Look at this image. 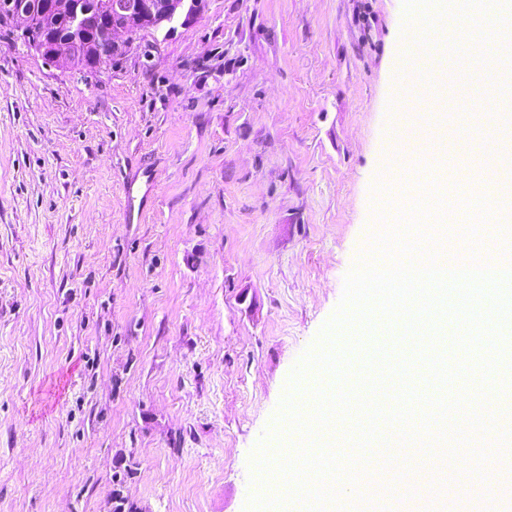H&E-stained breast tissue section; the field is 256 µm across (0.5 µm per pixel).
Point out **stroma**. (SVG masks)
I'll return each mask as SVG.
<instances>
[{"mask_svg":"<svg viewBox=\"0 0 512 512\" xmlns=\"http://www.w3.org/2000/svg\"><path fill=\"white\" fill-rule=\"evenodd\" d=\"M401 0H205L97 70L0 24V512H244L291 371L434 170L386 176L394 97L460 88L398 67ZM151 169L153 186L140 175ZM134 179L140 205L126 203ZM369 512H484L419 446Z\"/></svg>","mask_w":512,"mask_h":512,"instance_id":"stroma-1","label":"stroma"}]
</instances>
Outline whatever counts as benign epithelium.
<instances>
[{
    "label": "benign epithelium",
    "mask_w": 512,
    "mask_h": 512,
    "mask_svg": "<svg viewBox=\"0 0 512 512\" xmlns=\"http://www.w3.org/2000/svg\"><path fill=\"white\" fill-rule=\"evenodd\" d=\"M205 0H93L91 7L77 11L74 0H39L37 10L44 15L64 18L69 31L52 32L30 48L45 60L66 69L80 67L82 50L73 32L92 29L98 39L94 54L104 65L141 31H157L179 20L193 19L204 8ZM21 21L23 34L35 24L34 9L24 0H0V15Z\"/></svg>",
    "instance_id": "7a95c632"
}]
</instances>
